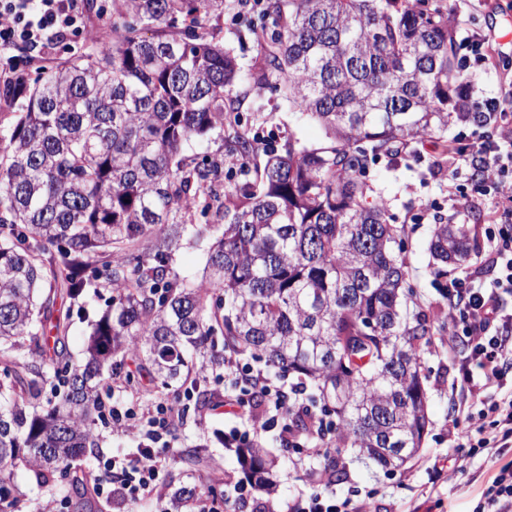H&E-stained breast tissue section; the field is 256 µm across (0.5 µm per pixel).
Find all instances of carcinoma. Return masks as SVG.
I'll list each match as a JSON object with an SVG mask.
<instances>
[{"mask_svg":"<svg viewBox=\"0 0 512 512\" xmlns=\"http://www.w3.org/2000/svg\"><path fill=\"white\" fill-rule=\"evenodd\" d=\"M248 16L256 56L241 71L208 26ZM105 42L58 63L28 88L0 136V512H19L5 484L23 463L37 486L56 472L73 512H92L84 458L106 377L135 362L165 389L186 382L213 404L206 373L224 353L250 355L294 379L318 411L292 429L320 448L316 479L347 481L344 456L394 472L429 426L424 348L397 229L361 175L410 139L447 146L448 128L483 125L459 99L457 34L425 0H112ZM249 83L256 110L275 91L325 132L285 139L256 163L258 142L224 95ZM217 132L224 158L189 153ZM209 240L205 276L178 278L185 238ZM435 275L470 256L464 224L434 225ZM103 288L84 363L70 364L74 307ZM62 381L63 391L44 398ZM246 479L272 495L279 460L255 443L232 449ZM189 484L170 507L214 494L203 444L180 455Z\"/></svg>","mask_w":512,"mask_h":512,"instance_id":"cac0c4a2","label":"carcinoma"}]
</instances>
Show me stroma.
<instances>
[{
    "mask_svg": "<svg viewBox=\"0 0 512 512\" xmlns=\"http://www.w3.org/2000/svg\"><path fill=\"white\" fill-rule=\"evenodd\" d=\"M489 9L458 11L452 26L458 39L475 32L494 37L498 59L488 63L471 61L467 70L459 72L460 82L467 84L474 97L496 96L501 84L512 82V0H488ZM82 35L65 33L47 56L30 47H19L16 52L17 73L25 84H32L40 76L48 75L56 64L83 50ZM245 89L236 84L226 88L229 98H241L240 116L244 123L259 132L260 150L282 148L285 132L305 144H320L324 140L321 126L313 120H296L286 101L277 93H266L263 111H255L251 101L244 98ZM439 147L435 139L426 137L410 144L399 163L382 157L372 162L363 179L369 185L373 199L383 200L389 221L398 227L403 242L404 256L409 271V282L414 294L409 304L410 314L426 315L433 325H441L448 312L447 289L456 269H449L445 278L434 274L428 242L434 224L440 219L453 218L466 225L471 244L468 268L474 274L475 285L489 284L495 274L494 254L489 248L490 237L512 239V223L498 224L493 220L494 201L481 194L467 173L455 172L450 161H439ZM462 192L469 200L465 210H450L449 192ZM468 351L465 341H458L455 349H448L441 341H434L424 355V386L428 392L429 433L418 455L404 471L387 472L356 454H349L347 482L334 485L339 497L367 501L372 512H473L488 477L492 463L480 455L471 460L464 475L455 477L445 471L432 470L434 461L446 459L454 445L453 412L465 401L467 389L461 384L462 360ZM155 397L176 403L183 416L181 438L168 449V460L163 474L164 484L179 486L183 466L177 457L183 446L204 443L215 475L223 482H237L241 478L233 452L224 446V438L235 430L250 429L251 423L225 414L223 408H201L194 393L186 388L169 390L156 388Z\"/></svg>",
    "mask_w": 512,
    "mask_h": 512,
    "instance_id": "1",
    "label": "stroma"
}]
</instances>
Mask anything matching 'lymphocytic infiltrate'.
Returning <instances> with one entry per match:
<instances>
[{
  "mask_svg": "<svg viewBox=\"0 0 512 512\" xmlns=\"http://www.w3.org/2000/svg\"><path fill=\"white\" fill-rule=\"evenodd\" d=\"M72 0H0V87L20 97L24 83L5 60L22 45L51 49L65 30H80ZM456 168L471 170L473 176L497 195L512 197V128H502L499 137H485L462 148H449ZM499 275L489 286H474L465 280L448 286V336H467L471 352L463 366L464 380L474 397L481 398L489 386L504 387V359L512 358V314L503 313L500 298L512 294V246L497 247ZM224 378L236 384L261 388L266 403V420L289 427L291 402L286 391L265 379L233 355L224 358ZM108 413L118 431L138 439L139 448L128 458L115 457L104 466L105 478H116V497L147 499L160 496L161 474L170 443L168 429L179 417L176 404H156L140 412L113 403ZM457 438L468 456L489 449L512 446V396L483 401L480 409L457 416L453 421ZM285 512H361L350 499L336 497L326 486L311 489ZM475 512H512V462L495 468L487 481Z\"/></svg>",
  "mask_w": 512,
  "mask_h": 512,
  "instance_id": "f902f5d3",
  "label": "lymphocytic infiltrate"
}]
</instances>
